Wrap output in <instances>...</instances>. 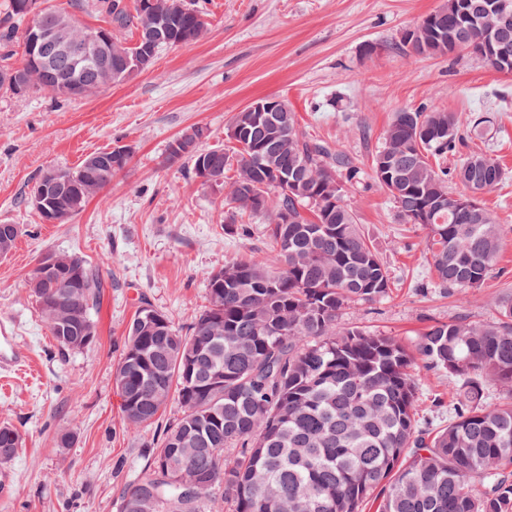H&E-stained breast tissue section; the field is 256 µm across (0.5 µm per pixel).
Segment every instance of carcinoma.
Listing matches in <instances>:
<instances>
[{
    "instance_id": "cac0c4a2",
    "label": "carcinoma",
    "mask_w": 512,
    "mask_h": 512,
    "mask_svg": "<svg viewBox=\"0 0 512 512\" xmlns=\"http://www.w3.org/2000/svg\"><path fill=\"white\" fill-rule=\"evenodd\" d=\"M487 0H446L413 27L420 50L407 38L399 50L412 57L469 54L496 73V50H512L509 15L495 22L492 45L461 18ZM0 5V72L32 62L24 31L35 21L25 4ZM116 39L112 61L204 40L205 13L188 0H95ZM74 75L57 68L33 90L52 91ZM233 152L201 149L192 127L168 146L167 159L191 161L195 178L215 170L223 178L224 231L250 235L239 223L262 221L267 253L206 274L208 305L186 331L150 305L139 307L113 374L124 429L160 424L144 474L126 484L116 512H360L371 498L380 512H512V304L499 318H459L427 326L410 346L401 340L339 324L351 303H373L388 293L389 267L359 229L345 203L358 168L346 154L306 136L295 112L278 98L273 112L244 107L234 113ZM459 118L444 111L396 113L373 155L371 170L402 221L426 230L424 251L435 283L464 295L495 269L503 235L496 215L458 204L448 175L480 194L494 190L503 172L491 157L470 154L448 170L445 160L462 140ZM52 193L60 222L78 215L112 182L103 167L59 169ZM288 223H283V218ZM70 308L51 301L53 289L35 278L28 287L41 321L66 351L82 328L97 332L101 276L79 260ZM448 374L455 389L452 417L424 426L415 361ZM498 386L504 400L491 406ZM18 430L0 425V460L20 447Z\"/></svg>"
}]
</instances>
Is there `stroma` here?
I'll list each match as a JSON object with an SVG mask.
<instances>
[{
	"instance_id": "1",
	"label": "stroma",
	"mask_w": 512,
	"mask_h": 512,
	"mask_svg": "<svg viewBox=\"0 0 512 512\" xmlns=\"http://www.w3.org/2000/svg\"><path fill=\"white\" fill-rule=\"evenodd\" d=\"M196 3L208 37L162 51L128 81L70 101L47 91L0 94V224L21 228L0 257V321L13 322L34 360L32 371L0 380V424L22 437L0 512H116L120 488L144 473L158 432H125L113 387L130 320L145 301L186 327L206 303L207 273L264 247L259 228L246 237L225 233L223 193L201 186L187 161L169 162L168 145L200 126L205 146L228 147L230 117L253 99H287L303 132L361 171L347 203L387 262L391 285L375 303L346 307L343 326L407 341L433 322L496 320L501 303L512 301V75L472 56L416 60L395 48L445 0ZM369 44L380 52L365 54ZM405 108L490 120L486 135L466 136L460 155L487 154L502 168V182L481 203L504 235L496 270L464 298L435 288L424 230L400 221L370 170L384 129ZM116 145L132 148L129 166L72 220L44 223L31 203L41 174ZM50 252L78 254L105 279L92 348L62 351L38 318L27 283ZM413 373L423 412L447 423V374L420 364ZM66 432L73 443L58 447Z\"/></svg>"
}]
</instances>
